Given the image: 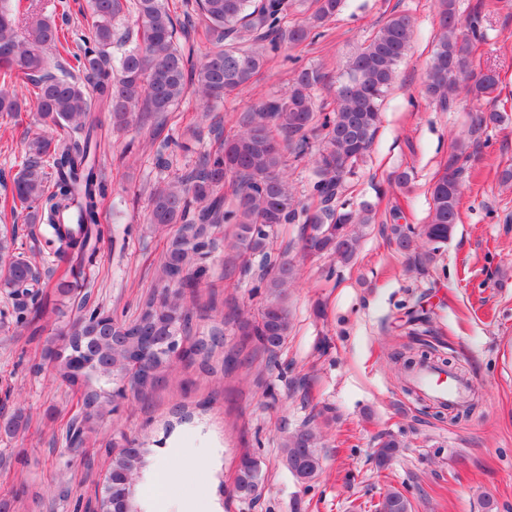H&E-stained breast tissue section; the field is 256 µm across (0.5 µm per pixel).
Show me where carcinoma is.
Returning a JSON list of instances; mask_svg holds the SVG:
<instances>
[{
  "label": "carcinoma",
  "instance_id": "obj_1",
  "mask_svg": "<svg viewBox=\"0 0 512 512\" xmlns=\"http://www.w3.org/2000/svg\"><path fill=\"white\" fill-rule=\"evenodd\" d=\"M441 34L426 74V93L443 110L451 109L460 89L476 101L492 94L499 84L493 70L471 68V42L478 18L462 24L457 0H440ZM292 0H195L186 5L183 19L172 15L168 0H90L84 15L89 46L70 49L71 0H57L60 19L32 13L21 19L10 0H0V114L22 111L26 101L16 87L25 84L39 121L51 133L38 130L27 136L25 155L12 181L11 198L0 207L22 209L30 224L55 230L56 252L69 263V275L57 284L59 296L76 303L72 318L47 339L43 359L54 378L80 394L77 414L67 424L65 440L78 451L114 415L127 391L147 396L175 370L170 356L154 349L166 336L184 339L194 321V308L185 289L201 287L208 275L204 262L221 241V227H234L231 248L235 257L260 254L271 232L281 224L302 222L301 251L305 255L336 256L350 263L365 229L374 219L369 203L353 209L341 201L344 183L356 174L381 123V103L413 36L409 17L391 14L370 42L350 60L336 87V109L316 111L313 91L323 84L317 69L294 72L288 93L263 101L244 113L241 130L224 136L200 154L194 165L175 180L154 189L147 221L167 231L159 283L139 303L136 315L119 321L80 295L85 260L101 241L100 209L106 193L101 142L97 129L106 114L112 130L121 133L149 119H168L190 93L203 101L205 111L224 97L243 91L285 44L295 45L320 36L318 29L336 17L344 0H314L303 21L285 22ZM137 14L141 37L112 61L117 21ZM203 23L210 47L197 56L192 35ZM277 130L295 157L306 154L310 140L321 143L315 159L318 179L312 186L319 204L307 208L298 200L285 169L284 151L274 141ZM465 143L448 155L434 182L430 219L419 233L404 224L392 225L398 251L414 250L416 239L429 246L418 262L439 251L459 221ZM236 185V204L224 207L221 190L226 180ZM296 279L292 262L270 264L262 279L266 299L258 320L243 321V335L274 356L285 343L290 319L286 291ZM42 271L22 253L12 252L0 239V291L13 300L16 323L31 312H43L38 303ZM223 331L193 344L202 364L222 345ZM429 351L397 352L393 360L409 371ZM26 415L15 410L0 422V432L16 434ZM316 427L309 423L287 434L281 448L288 470L302 483L321 471L322 456ZM399 441L392 435L379 444L378 466L387 464ZM151 450L129 446L127 439L109 448L108 472L97 495L99 512H142L138 480L149 466ZM264 484L258 460L248 454L238 463L236 492L252 500V489ZM383 512H411L410 500L400 491L386 493Z\"/></svg>",
  "mask_w": 512,
  "mask_h": 512
}]
</instances>
